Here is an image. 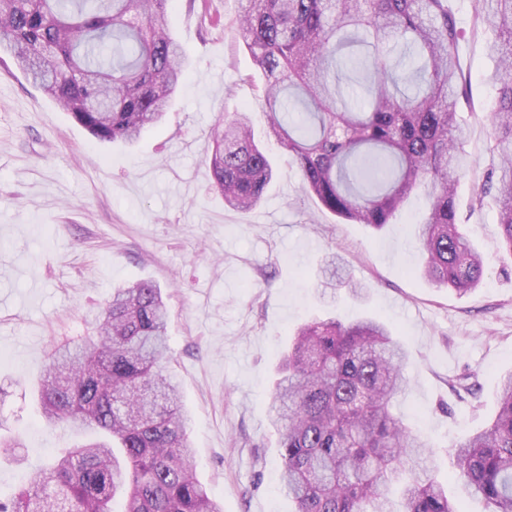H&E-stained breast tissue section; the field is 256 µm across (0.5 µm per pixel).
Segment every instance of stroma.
I'll return each instance as SVG.
<instances>
[{"label": "stroma", "instance_id": "obj_1", "mask_svg": "<svg viewBox=\"0 0 512 512\" xmlns=\"http://www.w3.org/2000/svg\"><path fill=\"white\" fill-rule=\"evenodd\" d=\"M448 7L469 91L461 117L470 169L456 198L485 264L482 285L463 296L416 274L423 256L412 226L424 193L376 231L305 192L297 165L268 137L240 0H178L168 24L192 66L167 120L132 146L95 141L0 50V436L21 443L18 461L0 459L1 495L64 448L99 438L47 426L32 385L52 342L85 335L112 290L136 279L167 296L166 368L192 417L199 477L224 512H294L281 490L271 393L290 334L313 318L392 326L409 355V386L393 411L447 475L449 449L487 426L498 376L512 369V256L495 230L494 196L472 203L498 162L486 81L496 35L477 24L475 0ZM242 110L277 169L246 214L225 208L205 163L219 113ZM332 250L368 285L367 298L319 292L316 272Z\"/></svg>", "mask_w": 512, "mask_h": 512}]
</instances>
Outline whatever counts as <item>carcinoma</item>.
Wrapping results in <instances>:
<instances>
[{"mask_svg": "<svg viewBox=\"0 0 512 512\" xmlns=\"http://www.w3.org/2000/svg\"><path fill=\"white\" fill-rule=\"evenodd\" d=\"M175 0H0V45L45 94L100 142H136L161 121L187 76L170 33ZM242 38L257 70L269 127L304 188L338 217L381 230L423 188L415 238L425 280L465 294L484 263L462 231L455 195L468 167L458 120L466 97L459 32L448 0H241ZM477 19L499 31L498 91L489 113L500 161L496 229L512 256V0H478ZM367 75L366 103L339 86L342 50ZM224 206L246 213L275 177L246 112L219 113L209 158ZM327 288L367 286L330 254ZM168 309L150 280L114 288L93 334L51 344L36 384L49 426L96 427L106 440L72 448L30 478L0 512H224L197 476L190 416L163 373ZM407 353L387 324L365 317L311 321L292 334L272 391L282 490L295 512H462L429 462L428 445L392 412ZM453 480L487 512H512V372L491 424L452 449ZM397 484L401 508L391 507Z\"/></svg>", "mask_w": 512, "mask_h": 512, "instance_id": "carcinoma-1", "label": "carcinoma"}]
</instances>
